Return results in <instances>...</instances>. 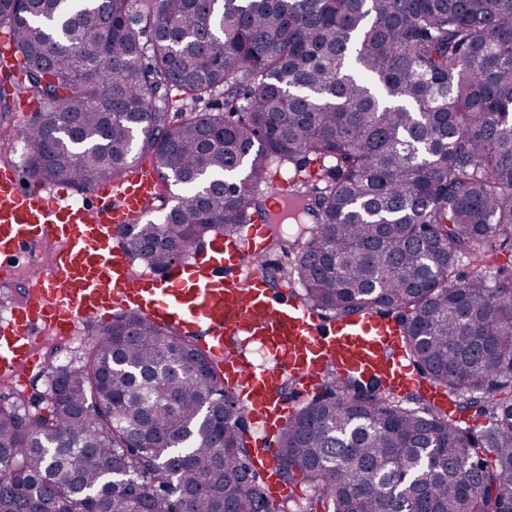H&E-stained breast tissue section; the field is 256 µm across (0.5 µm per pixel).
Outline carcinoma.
Wrapping results in <instances>:
<instances>
[{
  "mask_svg": "<svg viewBox=\"0 0 512 512\" xmlns=\"http://www.w3.org/2000/svg\"><path fill=\"white\" fill-rule=\"evenodd\" d=\"M3 23L22 61L0 98L41 104L17 136L30 177L87 189L141 141L184 192L129 229L164 270L263 216L276 167L313 221L288 242L296 210L270 224L303 304L410 310L420 373L488 417L330 373L278 436L310 512H512V274L487 248L512 237V0H0ZM215 93L224 111L187 108ZM47 379L32 409L0 401V512H155L163 492L167 512H287L249 480L242 408L192 335L124 312Z\"/></svg>",
  "mask_w": 512,
  "mask_h": 512,
  "instance_id": "cac0c4a2",
  "label": "carcinoma"
}]
</instances>
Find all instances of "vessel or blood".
<instances>
[{
    "label": "vessel or blood",
    "instance_id": "obj_1",
    "mask_svg": "<svg viewBox=\"0 0 512 512\" xmlns=\"http://www.w3.org/2000/svg\"><path fill=\"white\" fill-rule=\"evenodd\" d=\"M160 182L157 166L140 165L123 181L106 179L90 188V202L75 203L64 192L24 184L12 167L0 168V270L30 259L45 238L63 243L51 267L30 264L26 299L0 326L1 384L34 367V349L47 336H73L88 317L118 307L155 323L200 329L226 386L242 395L247 417L266 436L288 410L283 379H298L299 402L330 367L345 377L376 381L391 396L423 395L455 415L447 391L407 361L398 324L371 312L354 323L326 326L288 293L272 291L264 275L263 220L251 224L244 237L193 250L163 272L134 274L118 232L142 219ZM248 256L253 263L247 267ZM240 339L271 354L272 363L256 365L229 350V342ZM253 465L263 472L270 494L286 496L268 448L255 449Z\"/></svg>",
    "mask_w": 512,
    "mask_h": 512
}]
</instances>
